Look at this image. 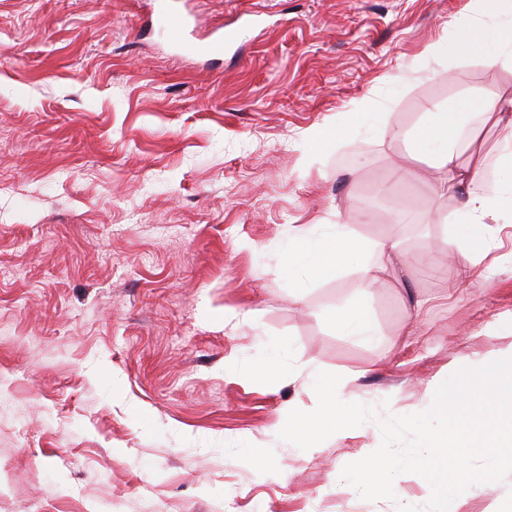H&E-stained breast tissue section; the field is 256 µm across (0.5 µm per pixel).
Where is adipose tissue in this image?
Returning <instances> with one entry per match:
<instances>
[{
  "label": "adipose tissue",
  "mask_w": 512,
  "mask_h": 512,
  "mask_svg": "<svg viewBox=\"0 0 512 512\" xmlns=\"http://www.w3.org/2000/svg\"><path fill=\"white\" fill-rule=\"evenodd\" d=\"M465 39L461 44L464 55L477 58L487 68L512 66V0H483L479 14L467 16L464 21ZM471 110V99L461 96L450 110L437 112L434 119L424 124L417 135L416 149L431 152L437 167L445 174L444 185L462 200L460 220L468 226L497 220L500 210H512V184L501 186L495 194L479 191V184L497 175L502 166L512 167V101L508 103L488 98L484 101L481 117L504 130L505 137L495 156L476 155L468 165H460L457 151L448 143L457 139ZM448 260L454 263L463 287H474L480 279L478 254L484 243L471 235L457 233L447 241ZM381 251L398 262L409 260L396 238L374 244L347 230L333 225L326 236L302 243L289 240L283 253L289 270H304L319 278L355 264L366 282L378 280L382 266L371 263L369 255Z\"/></svg>",
  "instance_id": "adipose-tissue-1"
}]
</instances>
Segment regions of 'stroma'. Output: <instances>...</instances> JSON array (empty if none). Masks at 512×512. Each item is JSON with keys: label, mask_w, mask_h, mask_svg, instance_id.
I'll return each mask as SVG.
<instances>
[{"label": "stroma", "mask_w": 512, "mask_h": 512, "mask_svg": "<svg viewBox=\"0 0 512 512\" xmlns=\"http://www.w3.org/2000/svg\"><path fill=\"white\" fill-rule=\"evenodd\" d=\"M178 7L197 41L247 38L211 63L169 47L154 0H0V512H397L341 478L376 423L306 450L278 433L316 407L317 372L401 416L512 348V239L461 289L431 259L460 200L414 150L426 105L469 91L460 159L468 140L495 154L506 132L478 112L512 99V69L463 58L473 0ZM317 224L398 236L416 266L376 251L374 283L346 268L294 290L283 245ZM339 301L375 342L335 333Z\"/></svg>", "instance_id": "35a3bbf8"}]
</instances>
